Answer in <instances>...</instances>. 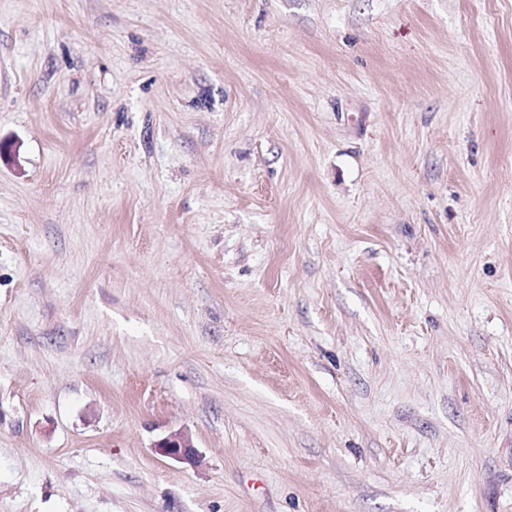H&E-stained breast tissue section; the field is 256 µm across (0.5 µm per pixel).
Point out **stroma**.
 <instances>
[{
    "label": "stroma",
    "mask_w": 512,
    "mask_h": 512,
    "mask_svg": "<svg viewBox=\"0 0 512 512\" xmlns=\"http://www.w3.org/2000/svg\"><path fill=\"white\" fill-rule=\"evenodd\" d=\"M0 145V512H512V0H0ZM156 448L164 456L175 459H190L194 455L195 447L187 435L176 432L159 441Z\"/></svg>",
    "instance_id": "1"
}]
</instances>
